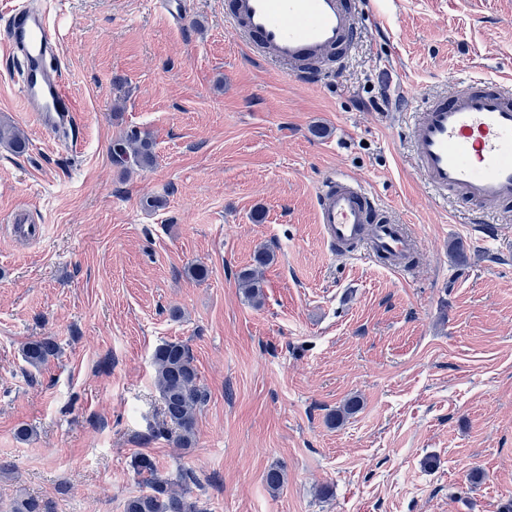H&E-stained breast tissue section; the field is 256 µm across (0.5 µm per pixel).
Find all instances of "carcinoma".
I'll list each match as a JSON object with an SVG mask.
<instances>
[{
	"mask_svg": "<svg viewBox=\"0 0 512 512\" xmlns=\"http://www.w3.org/2000/svg\"><path fill=\"white\" fill-rule=\"evenodd\" d=\"M0 143L11 151L21 154L27 148L25 136L15 128L0 127ZM112 164L127 169L132 165L147 168L154 161L153 143L148 135L132 129L114 142L110 148ZM274 260L267 250L259 251L252 267L242 270L238 280L245 296L252 302L261 303L262 284L260 269ZM56 352V344L49 340H36L23 350L25 361L38 368ZM155 387L159 393L165 419L172 429L162 430L159 435L167 438L176 448L193 446L198 411L207 402L208 394L198 379L197 367L189 346L182 341H168L159 345L153 354ZM132 467L142 478L149 491L130 497L124 512H206L193 496L192 486L198 484L194 472L182 467L175 477L162 475L147 454L134 457ZM264 481L268 489L276 492L285 482V472L280 467L270 468ZM11 512H47V507L34 497L15 501Z\"/></svg>",
	"mask_w": 512,
	"mask_h": 512,
	"instance_id": "1",
	"label": "carcinoma"
}]
</instances>
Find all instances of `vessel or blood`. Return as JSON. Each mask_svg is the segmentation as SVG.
I'll list each match as a JSON object with an SVG mask.
<instances>
[{
  "label": "vessel or blood",
  "mask_w": 512,
  "mask_h": 512,
  "mask_svg": "<svg viewBox=\"0 0 512 512\" xmlns=\"http://www.w3.org/2000/svg\"><path fill=\"white\" fill-rule=\"evenodd\" d=\"M224 18L252 54L286 67L291 79L305 85L323 82L325 56L348 50L359 37L349 0H224ZM6 39L23 60L19 86L29 111L54 138L65 137L75 109L53 63L45 14L16 10ZM413 154L436 193L485 211L512 204V89L500 79L453 83L420 113ZM316 214L332 250L362 242L395 266L413 250L405 225L346 175L323 181Z\"/></svg>",
  "instance_id": "b4317fda"
}]
</instances>
